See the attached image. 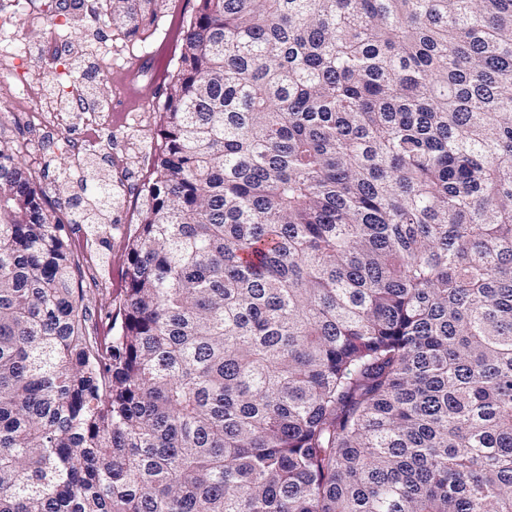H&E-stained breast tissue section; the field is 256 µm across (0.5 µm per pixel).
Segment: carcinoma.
<instances>
[{
  "label": "carcinoma",
  "instance_id": "1",
  "mask_svg": "<svg viewBox=\"0 0 512 512\" xmlns=\"http://www.w3.org/2000/svg\"><path fill=\"white\" fill-rule=\"evenodd\" d=\"M161 118L110 336L0 142V512H512V0H197Z\"/></svg>",
  "mask_w": 512,
  "mask_h": 512
}]
</instances>
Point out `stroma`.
<instances>
[{"mask_svg":"<svg viewBox=\"0 0 512 512\" xmlns=\"http://www.w3.org/2000/svg\"><path fill=\"white\" fill-rule=\"evenodd\" d=\"M62 14L81 20L85 38H68L57 57L43 54L55 26L41 12L42 0H0V30L17 39L19 53L0 63V140L14 149L18 165L43 191V206L52 223L62 227L72 244L76 278L90 310V326L99 334L110 331V312L119 311L126 282L127 245L141 220L140 192L159 140L160 112L177 78L184 30L196 11L197 0H168L155 26L130 41L102 27L97 15L103 0H60ZM92 50L109 51L103 70L88 69L77 87L102 88L105 114L99 123L74 115L57 123L51 144L33 137L23 109L7 104L20 80L52 81L64 73L69 58ZM94 162L110 179L112 228L93 234L73 221L71 186L87 162Z\"/></svg>","mask_w":512,"mask_h":512,"instance_id":"35a3bbf8","label":"stroma"}]
</instances>
